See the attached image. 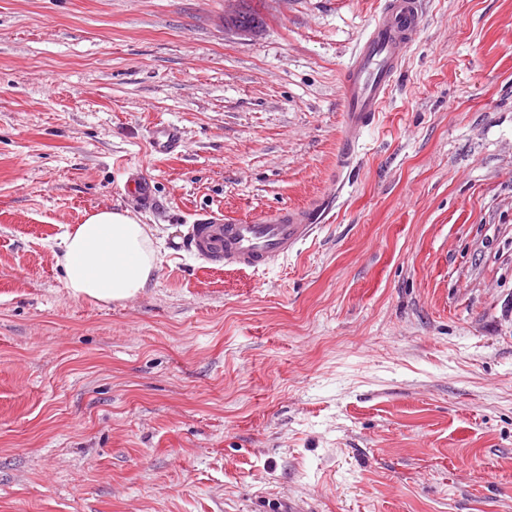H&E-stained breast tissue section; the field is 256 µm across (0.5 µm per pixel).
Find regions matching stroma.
<instances>
[{
  "label": "stroma",
  "instance_id": "35a3bbf8",
  "mask_svg": "<svg viewBox=\"0 0 512 512\" xmlns=\"http://www.w3.org/2000/svg\"><path fill=\"white\" fill-rule=\"evenodd\" d=\"M246 3L0 0V512H512V0H423L347 162L385 0ZM332 192L268 269L182 247ZM106 207L161 242L121 303L56 260ZM233 2V7L224 10V28L228 30H232L240 35H249L254 32L255 27L252 25L242 24L240 20L242 19L243 8L240 6L243 0H226ZM421 0H387L341 79L345 116L343 155L348 159L361 128L389 96L394 75L422 24ZM181 142L179 130L170 125L156 126L151 134V146L158 154L168 155L176 152Z\"/></svg>",
  "mask_w": 512,
  "mask_h": 512
}]
</instances>
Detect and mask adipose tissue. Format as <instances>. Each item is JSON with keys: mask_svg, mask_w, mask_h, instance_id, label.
<instances>
[{"mask_svg": "<svg viewBox=\"0 0 512 512\" xmlns=\"http://www.w3.org/2000/svg\"><path fill=\"white\" fill-rule=\"evenodd\" d=\"M57 262L70 296L126 301L148 288L160 258L147 225L126 209L103 208L60 236Z\"/></svg>", "mask_w": 512, "mask_h": 512, "instance_id": "obj_1", "label": "adipose tissue"}]
</instances>
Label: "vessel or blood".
Instances as JSON below:
<instances>
[{
    "label": "vessel or blood",
    "instance_id": "1",
    "mask_svg": "<svg viewBox=\"0 0 512 512\" xmlns=\"http://www.w3.org/2000/svg\"><path fill=\"white\" fill-rule=\"evenodd\" d=\"M421 0H386L341 79L345 116L344 156H351L361 128L371 123L389 96L394 75L422 24ZM182 142L178 129L156 126L154 152L168 155ZM333 198L302 207H285L252 221H230L213 212L196 215L187 245L207 263L238 269L269 268L287 258L299 242L324 223Z\"/></svg>",
    "mask_w": 512,
    "mask_h": 512
}]
</instances>
